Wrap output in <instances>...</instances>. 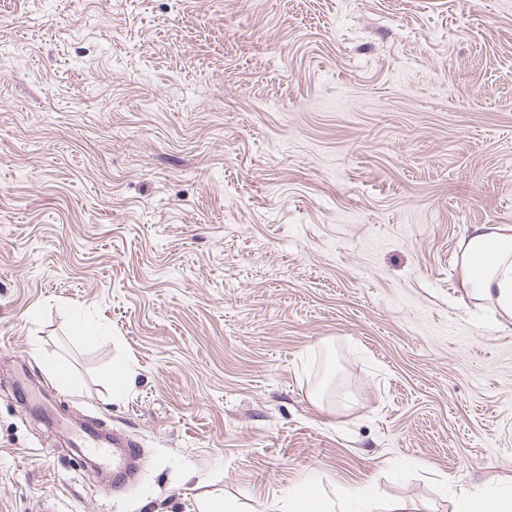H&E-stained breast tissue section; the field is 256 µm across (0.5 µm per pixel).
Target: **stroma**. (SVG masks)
Instances as JSON below:
<instances>
[{"label": "stroma", "mask_w": 512, "mask_h": 512, "mask_svg": "<svg viewBox=\"0 0 512 512\" xmlns=\"http://www.w3.org/2000/svg\"><path fill=\"white\" fill-rule=\"evenodd\" d=\"M476 224L512 225V0H0V512L512 493ZM99 436L95 433L94 429L85 430L79 436V446L85 448L86 452L92 456L98 457L103 461H109L112 456V467L116 472H120L125 465L128 458L139 461L140 454L138 448H116L112 452L111 448L105 446Z\"/></svg>", "instance_id": "stroma-1"}]
</instances>
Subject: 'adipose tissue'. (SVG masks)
Returning <instances> with one entry per match:
<instances>
[{
	"mask_svg": "<svg viewBox=\"0 0 512 512\" xmlns=\"http://www.w3.org/2000/svg\"><path fill=\"white\" fill-rule=\"evenodd\" d=\"M463 244V287L512 319V226H473Z\"/></svg>",
	"mask_w": 512,
	"mask_h": 512,
	"instance_id": "obj_1",
	"label": "adipose tissue"
}]
</instances>
